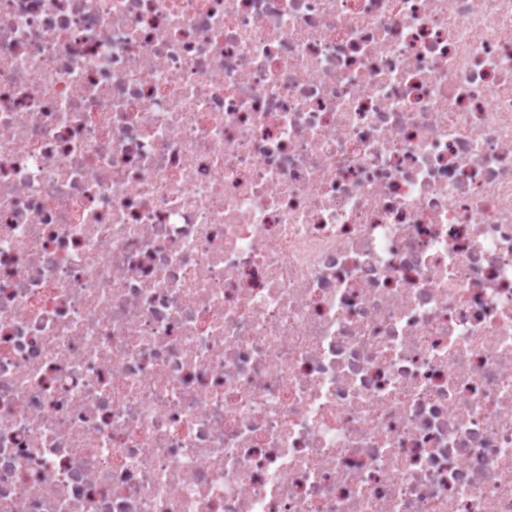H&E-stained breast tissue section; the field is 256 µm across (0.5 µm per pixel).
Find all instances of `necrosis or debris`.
Here are the masks:
<instances>
[{
	"instance_id": "4bbe7bcc",
	"label": "necrosis or debris",
	"mask_w": 512,
	"mask_h": 512,
	"mask_svg": "<svg viewBox=\"0 0 512 512\" xmlns=\"http://www.w3.org/2000/svg\"><path fill=\"white\" fill-rule=\"evenodd\" d=\"M0 512H512V0H0Z\"/></svg>"
}]
</instances>
